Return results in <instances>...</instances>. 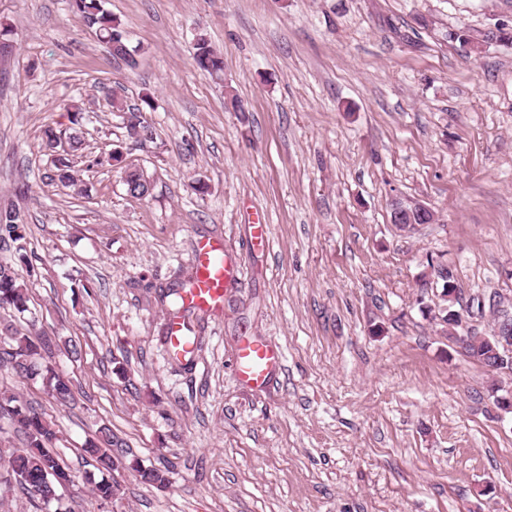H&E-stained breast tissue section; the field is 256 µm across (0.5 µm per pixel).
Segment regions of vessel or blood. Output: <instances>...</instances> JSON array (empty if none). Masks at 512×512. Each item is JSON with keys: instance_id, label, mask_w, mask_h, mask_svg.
<instances>
[{"instance_id": "1", "label": "vessel or blood", "mask_w": 512, "mask_h": 512, "mask_svg": "<svg viewBox=\"0 0 512 512\" xmlns=\"http://www.w3.org/2000/svg\"><path fill=\"white\" fill-rule=\"evenodd\" d=\"M197 279L185 294L186 303L196 306L218 305L224 290L235 278L236 266L224 255L221 241L202 239L195 245ZM280 354L264 342L244 341L237 354L240 376L248 383L267 382L272 370L279 364Z\"/></svg>"}]
</instances>
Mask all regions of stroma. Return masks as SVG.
I'll list each match as a JSON object with an SVG mask.
<instances>
[{
  "instance_id": "obj_1",
  "label": "stroma",
  "mask_w": 512,
  "mask_h": 512,
  "mask_svg": "<svg viewBox=\"0 0 512 512\" xmlns=\"http://www.w3.org/2000/svg\"><path fill=\"white\" fill-rule=\"evenodd\" d=\"M105 7L136 66L68 0H0L16 45L0 60V207L24 214L34 266L12 321L51 338L77 402L59 409L7 373L0 385L52 421L76 477L64 507L98 512L83 446L105 424L169 479L114 471L107 512H512V413L433 319L429 266L451 267L463 295L512 299V43L482 39L512 26V0ZM199 34L222 79L196 67ZM146 97L158 138L142 145L125 109ZM49 128L81 137L77 186L48 179ZM116 150L147 199L127 195ZM396 199L434 222L399 230ZM203 238L238 273L194 322L185 365L159 288L191 273ZM247 339L282 354L267 384L236 370Z\"/></svg>"
}]
</instances>
